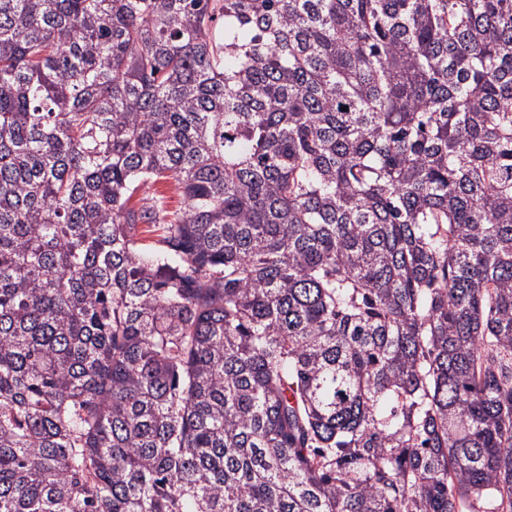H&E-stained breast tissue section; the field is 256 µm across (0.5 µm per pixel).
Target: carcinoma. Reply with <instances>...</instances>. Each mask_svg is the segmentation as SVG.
Segmentation results:
<instances>
[{
    "instance_id": "1",
    "label": "carcinoma",
    "mask_w": 512,
    "mask_h": 512,
    "mask_svg": "<svg viewBox=\"0 0 512 512\" xmlns=\"http://www.w3.org/2000/svg\"><path fill=\"white\" fill-rule=\"evenodd\" d=\"M0 512H512V0H0ZM156 194H162L166 198L167 207L175 210L180 206L181 197L174 184L164 181L150 182L144 186L131 201V206L138 208L142 205V199H149Z\"/></svg>"
}]
</instances>
